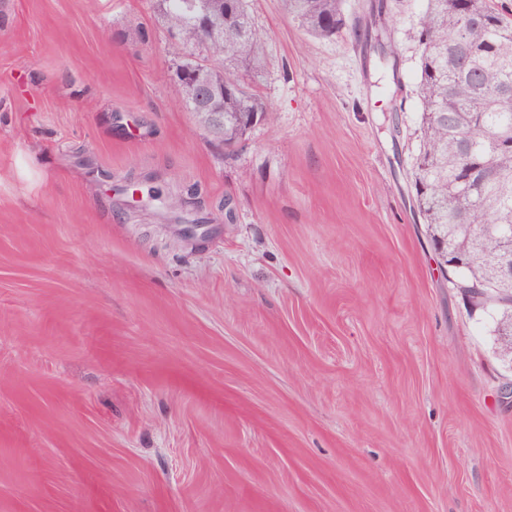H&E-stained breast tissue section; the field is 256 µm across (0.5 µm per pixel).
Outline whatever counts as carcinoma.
I'll return each instance as SVG.
<instances>
[{
    "label": "carcinoma",
    "mask_w": 512,
    "mask_h": 512,
    "mask_svg": "<svg viewBox=\"0 0 512 512\" xmlns=\"http://www.w3.org/2000/svg\"><path fill=\"white\" fill-rule=\"evenodd\" d=\"M188 0H153L157 15L180 39L172 52L180 64L192 66L214 93L209 111L224 113V135L215 138L234 147L251 130L250 119L263 121L269 111L243 81L263 52L265 36L251 20L248 0H235L238 12L224 40L210 45V68L194 63L196 30L187 22ZM282 9L309 35L329 39L347 25L342 0H281ZM480 18L465 30L461 10ZM420 47L415 94L421 107L419 143L411 177L418 213L432 241L448 236L450 224H500L512 231V147L493 148V138L512 131V20L491 7L489 0H427L411 32ZM384 56L397 48L387 28L374 31ZM471 134L489 150L492 177L482 186L456 182L463 160L462 136ZM453 280L480 288L491 279L492 267L452 269Z\"/></svg>",
    "instance_id": "obj_1"
}]
</instances>
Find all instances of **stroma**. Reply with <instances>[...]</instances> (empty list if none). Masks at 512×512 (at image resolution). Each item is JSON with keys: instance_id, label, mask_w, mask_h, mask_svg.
<instances>
[{"instance_id": "stroma-1", "label": "stroma", "mask_w": 512, "mask_h": 512, "mask_svg": "<svg viewBox=\"0 0 512 512\" xmlns=\"http://www.w3.org/2000/svg\"><path fill=\"white\" fill-rule=\"evenodd\" d=\"M373 2L249 0L228 150L152 0H0V512H512V365L414 214L426 0L382 91ZM282 9L309 35L329 39L347 25L341 0H281Z\"/></svg>"}]
</instances>
